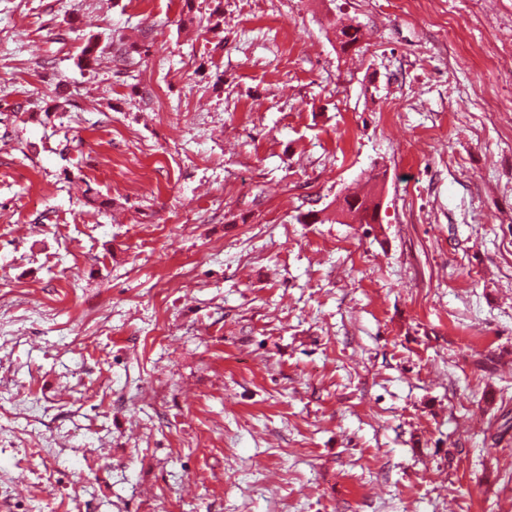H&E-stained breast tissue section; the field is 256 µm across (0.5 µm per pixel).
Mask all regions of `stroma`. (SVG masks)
I'll return each mask as SVG.
<instances>
[{
  "label": "stroma",
  "mask_w": 512,
  "mask_h": 512,
  "mask_svg": "<svg viewBox=\"0 0 512 512\" xmlns=\"http://www.w3.org/2000/svg\"><path fill=\"white\" fill-rule=\"evenodd\" d=\"M0 512H512V0H0ZM363 35L360 25L353 24L352 21L347 24L341 22V25L336 26V40L343 53L359 48ZM349 198L351 200H349ZM347 207L342 211L357 222V224H375L379 221V202L371 192L360 194L352 192L344 196Z\"/></svg>",
  "instance_id": "35a3bbf8"
}]
</instances>
